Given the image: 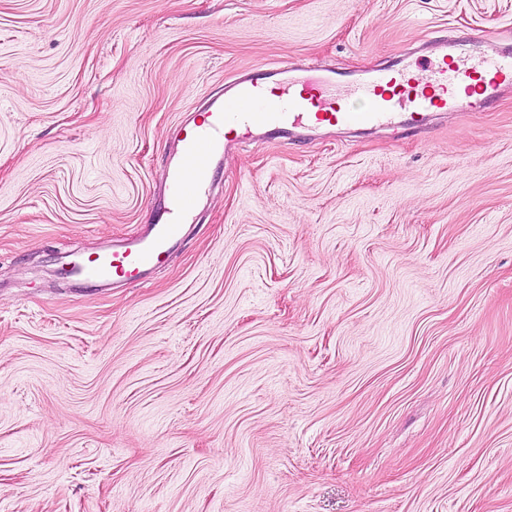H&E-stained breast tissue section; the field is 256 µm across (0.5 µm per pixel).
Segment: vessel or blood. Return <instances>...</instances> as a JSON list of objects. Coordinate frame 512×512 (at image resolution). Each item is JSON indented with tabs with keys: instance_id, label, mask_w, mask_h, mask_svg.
Listing matches in <instances>:
<instances>
[{
	"instance_id": "obj_1",
	"label": "vessel or blood",
	"mask_w": 512,
	"mask_h": 512,
	"mask_svg": "<svg viewBox=\"0 0 512 512\" xmlns=\"http://www.w3.org/2000/svg\"><path fill=\"white\" fill-rule=\"evenodd\" d=\"M296 70L287 60L253 70L207 99V123L183 121L180 150L154 203L155 224L119 249L79 264L78 276L135 281L162 263L183 226L194 221L197 202L209 196L223 159L254 134L384 127L419 133L436 113L484 111L512 87V52L503 50L500 35L483 33L462 45L444 43L434 60L361 78L326 68L307 82L296 78Z\"/></svg>"
}]
</instances>
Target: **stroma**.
Segmentation results:
<instances>
[{"instance_id": "35a3bbf8", "label": "stroma", "mask_w": 512, "mask_h": 512, "mask_svg": "<svg viewBox=\"0 0 512 512\" xmlns=\"http://www.w3.org/2000/svg\"><path fill=\"white\" fill-rule=\"evenodd\" d=\"M479 30L512 0H0V512H512V90L241 144L144 279L57 274L226 82Z\"/></svg>"}]
</instances>
